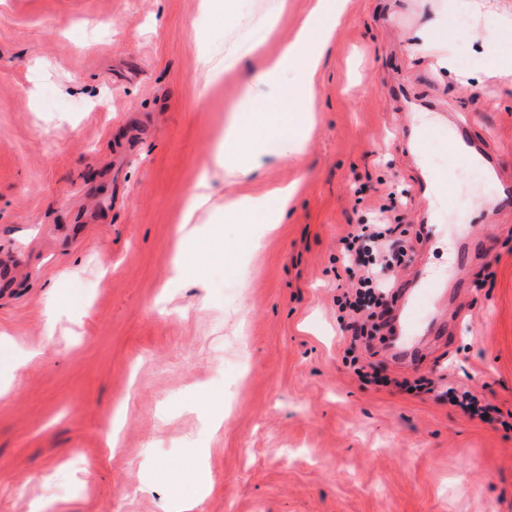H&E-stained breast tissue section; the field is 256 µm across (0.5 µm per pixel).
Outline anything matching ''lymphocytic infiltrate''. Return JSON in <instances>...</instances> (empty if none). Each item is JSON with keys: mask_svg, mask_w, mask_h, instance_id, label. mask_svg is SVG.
Masks as SVG:
<instances>
[{"mask_svg": "<svg viewBox=\"0 0 512 512\" xmlns=\"http://www.w3.org/2000/svg\"><path fill=\"white\" fill-rule=\"evenodd\" d=\"M386 203L372 208L370 222L349 225L341 236V263L351 277L349 288L337 295L336 305L343 313L342 330L346 334V352L350 366L362 382L382 385L386 379L370 363L363 362L359 352L366 346L369 326H382V317L390 292L389 271L404 265L409 257V244H396V230L390 213L406 205V196L388 192Z\"/></svg>", "mask_w": 512, "mask_h": 512, "instance_id": "f902f5d3", "label": "lymphocytic infiltrate"}]
</instances>
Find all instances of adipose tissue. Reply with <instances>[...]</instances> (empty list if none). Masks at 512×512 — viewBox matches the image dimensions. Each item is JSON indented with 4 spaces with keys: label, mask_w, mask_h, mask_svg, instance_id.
I'll return each instance as SVG.
<instances>
[{
    "label": "adipose tissue",
    "mask_w": 512,
    "mask_h": 512,
    "mask_svg": "<svg viewBox=\"0 0 512 512\" xmlns=\"http://www.w3.org/2000/svg\"><path fill=\"white\" fill-rule=\"evenodd\" d=\"M344 10L343 0H315L294 39L268 62L258 81L271 91L265 112L247 123H231L224 135L223 157L230 164L226 174L246 181L258 174L271 160L301 155L314 132V124L302 116L306 90L312 83L322 54ZM295 72L292 88L281 84L282 77ZM292 194L286 187L258 195H244L227 205L228 216L263 214L265 223H281Z\"/></svg>",
    "instance_id": "adipose-tissue-1"
}]
</instances>
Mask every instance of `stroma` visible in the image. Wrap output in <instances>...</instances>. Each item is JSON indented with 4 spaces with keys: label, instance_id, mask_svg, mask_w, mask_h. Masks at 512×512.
I'll return each instance as SVG.
<instances>
[{
    "label": "stroma",
    "instance_id": "1",
    "mask_svg": "<svg viewBox=\"0 0 512 512\" xmlns=\"http://www.w3.org/2000/svg\"><path fill=\"white\" fill-rule=\"evenodd\" d=\"M275 3L0 0V355L31 357L0 365V512H164L176 497L193 512H512V430L400 390L409 372L382 353L393 385L363 384L336 320L339 237L386 186L407 190L397 223L432 231L393 277L416 295L425 374L512 412V88L475 93L512 32L483 42L470 0H348L305 102V154L228 183L226 121L263 106L254 77L313 0ZM271 16L247 65L207 83L200 58ZM432 18L468 65L437 74L408 54ZM429 111L464 118L459 147L438 129L414 153L404 134ZM480 149L482 171L466 162ZM434 170L452 207L419 186ZM205 177L219 207L297 193L271 231L197 212L177 252ZM481 209L490 222H472Z\"/></svg>",
    "mask_w": 512,
    "mask_h": 512
}]
</instances>
